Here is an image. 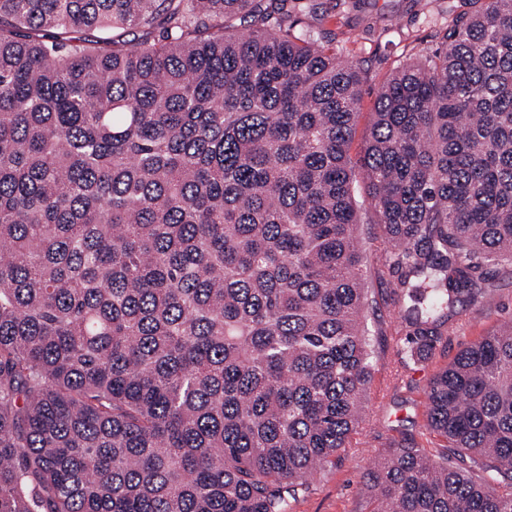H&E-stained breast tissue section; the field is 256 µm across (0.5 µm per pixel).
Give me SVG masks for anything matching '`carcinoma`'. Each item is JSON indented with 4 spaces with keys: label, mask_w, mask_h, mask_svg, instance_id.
<instances>
[{
    "label": "carcinoma",
    "mask_w": 512,
    "mask_h": 512,
    "mask_svg": "<svg viewBox=\"0 0 512 512\" xmlns=\"http://www.w3.org/2000/svg\"><path fill=\"white\" fill-rule=\"evenodd\" d=\"M297 0H0V512H291L370 390L366 193L411 353L512 266V0L381 89ZM376 512H512V329L432 380Z\"/></svg>",
    "instance_id": "1"
}]
</instances>
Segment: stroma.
<instances>
[{"label": "stroma", "instance_id": "35a3bbf8", "mask_svg": "<svg viewBox=\"0 0 512 512\" xmlns=\"http://www.w3.org/2000/svg\"><path fill=\"white\" fill-rule=\"evenodd\" d=\"M327 13L310 14L305 4L294 13L299 32H334L338 55L359 61L362 102L350 148L360 162L381 87L403 64L433 53L452 20L471 11L469 0H328ZM364 257L365 315L373 339L374 380L363 422L350 447L312 480L291 512H374L364 489L367 473L388 455L392 443L416 439L427 454L440 456L439 440L423 435L426 391L431 379L464 347L512 322V270L498 267L481 302L457 306L449 330L433 355L415 360L399 338L407 327L399 318L391 284L395 269L385 264L392 246L370 209H362L357 230Z\"/></svg>", "mask_w": 512, "mask_h": 512}]
</instances>
